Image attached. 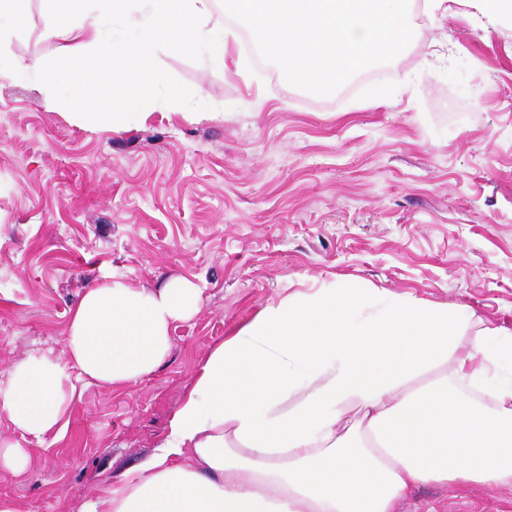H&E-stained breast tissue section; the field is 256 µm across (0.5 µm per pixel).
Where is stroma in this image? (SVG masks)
<instances>
[{"instance_id": "obj_1", "label": "stroma", "mask_w": 512, "mask_h": 512, "mask_svg": "<svg viewBox=\"0 0 512 512\" xmlns=\"http://www.w3.org/2000/svg\"><path fill=\"white\" fill-rule=\"evenodd\" d=\"M52 9L33 0L0 44L52 62ZM257 56L237 41L227 74L158 47L179 100L110 128L64 98L45 111L46 69L0 80V379L28 354L61 358L103 275L201 290L148 380L77 383L66 430L29 441L23 475L0 468L19 512H80L165 440L211 347L287 295L347 281L512 328V22L450 0L381 79L329 96ZM397 512H512V495L428 485Z\"/></svg>"}]
</instances>
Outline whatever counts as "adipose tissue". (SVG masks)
Wrapping results in <instances>:
<instances>
[{
  "instance_id": "obj_1",
  "label": "adipose tissue",
  "mask_w": 512,
  "mask_h": 512,
  "mask_svg": "<svg viewBox=\"0 0 512 512\" xmlns=\"http://www.w3.org/2000/svg\"><path fill=\"white\" fill-rule=\"evenodd\" d=\"M66 42L50 71L86 123L145 115L166 88L157 45L228 69L235 31L215 0H56ZM130 35L114 36L115 22ZM186 279L134 288L108 275L70 312L63 358L31 355L0 389V414L42 437L68 424L74 380L125 388L155 373L170 330L198 309ZM412 299L384 306L350 283L258 312L211 348L142 465L80 512H395L422 486L512 490V329ZM442 367L439 376L423 373Z\"/></svg>"
}]
</instances>
